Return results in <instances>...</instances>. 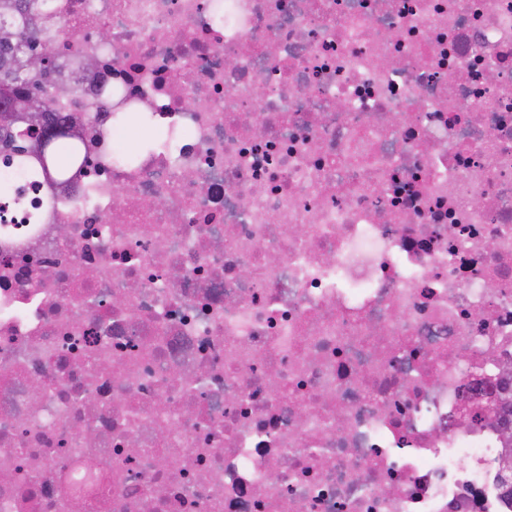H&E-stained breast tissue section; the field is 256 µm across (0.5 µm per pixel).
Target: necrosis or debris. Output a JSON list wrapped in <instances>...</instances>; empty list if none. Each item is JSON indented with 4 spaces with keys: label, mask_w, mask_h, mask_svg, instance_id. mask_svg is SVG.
Instances as JSON below:
<instances>
[{
    "label": "necrosis or debris",
    "mask_w": 512,
    "mask_h": 512,
    "mask_svg": "<svg viewBox=\"0 0 512 512\" xmlns=\"http://www.w3.org/2000/svg\"><path fill=\"white\" fill-rule=\"evenodd\" d=\"M54 4L78 157L0 149V512H512V0Z\"/></svg>",
    "instance_id": "4bbe7bcc"
}]
</instances>
